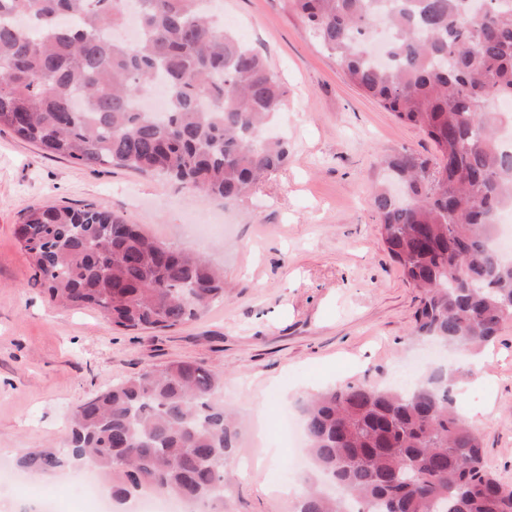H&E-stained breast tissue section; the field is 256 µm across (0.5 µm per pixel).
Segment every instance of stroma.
<instances>
[{
	"label": "stroma",
	"instance_id": "1",
	"mask_svg": "<svg viewBox=\"0 0 512 512\" xmlns=\"http://www.w3.org/2000/svg\"><path fill=\"white\" fill-rule=\"evenodd\" d=\"M224 19L266 57L288 91L279 123L288 161L255 197L225 208L157 176L79 166L0 132V504L12 512L49 500L86 512L62 473L30 475L15 461L30 448H63L72 413L140 369L189 360L223 373L222 398L241 421L226 455L224 512H294L295 451L283 411L340 382L386 384L423 350L410 337L419 293L388 255L369 195L380 156L431 141L347 80L289 0H222ZM97 205L131 217L151 236L224 269V300L169 330H125L98 311L51 304L15 238L30 208ZM458 396L461 410L492 402L478 423L486 467L512 486V320ZM282 464L258 466L264 449Z\"/></svg>",
	"mask_w": 512,
	"mask_h": 512
}]
</instances>
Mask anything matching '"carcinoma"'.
Here are the masks:
<instances>
[{
  "mask_svg": "<svg viewBox=\"0 0 512 512\" xmlns=\"http://www.w3.org/2000/svg\"><path fill=\"white\" fill-rule=\"evenodd\" d=\"M126 0H0V128L85 167L161 175L235 203L288 158L261 139L287 90L256 49L203 0H133L140 37L108 32ZM351 84L435 146L383 157L372 192L381 240L421 292L413 335L480 353L512 319V261L493 244L512 208V150L495 101L512 97V0L475 18L465 0H292ZM166 79L163 120L141 102ZM18 241L51 301L99 311L125 329H171L224 300V273L129 218L85 205L25 215ZM221 372L179 360L145 367L72 414L64 451H29L31 474L95 464L122 502L149 490L224 505L236 431L218 404ZM448 370L400 390L346 382L300 404L315 471L297 512H512V487L485 466Z\"/></svg>",
  "mask_w": 512,
  "mask_h": 512,
  "instance_id": "1",
  "label": "carcinoma"
}]
</instances>
